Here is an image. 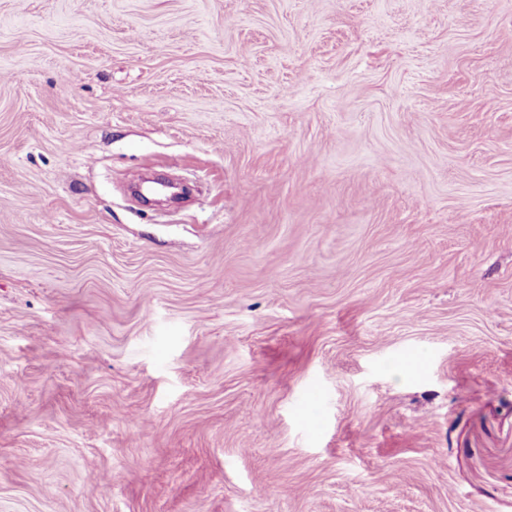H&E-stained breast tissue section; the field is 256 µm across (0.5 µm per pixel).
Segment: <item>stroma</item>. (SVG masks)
Segmentation results:
<instances>
[{"instance_id": "obj_1", "label": "stroma", "mask_w": 512, "mask_h": 512, "mask_svg": "<svg viewBox=\"0 0 512 512\" xmlns=\"http://www.w3.org/2000/svg\"><path fill=\"white\" fill-rule=\"evenodd\" d=\"M0 512H512V0H0Z\"/></svg>"}]
</instances>
